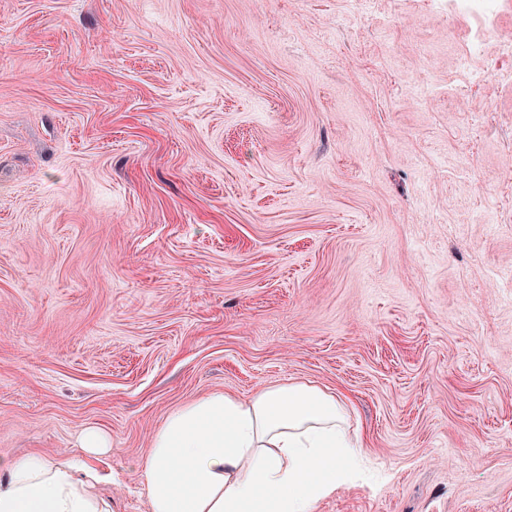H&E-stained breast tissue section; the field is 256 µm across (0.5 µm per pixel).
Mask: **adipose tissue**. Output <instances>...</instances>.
<instances>
[{
    "label": "adipose tissue",
    "instance_id": "ef3b65f1",
    "mask_svg": "<svg viewBox=\"0 0 512 512\" xmlns=\"http://www.w3.org/2000/svg\"><path fill=\"white\" fill-rule=\"evenodd\" d=\"M360 453L336 395L301 381L240 400L213 393L172 412L142 462L150 512H312ZM88 465L0 459V512H112Z\"/></svg>",
    "mask_w": 512,
    "mask_h": 512
}]
</instances>
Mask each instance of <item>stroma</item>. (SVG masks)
Wrapping results in <instances>:
<instances>
[{
  "mask_svg": "<svg viewBox=\"0 0 512 512\" xmlns=\"http://www.w3.org/2000/svg\"><path fill=\"white\" fill-rule=\"evenodd\" d=\"M345 399L313 512H512V0H0V458Z\"/></svg>",
  "mask_w": 512,
  "mask_h": 512,
  "instance_id": "35a3bbf8",
  "label": "stroma"
}]
</instances>
